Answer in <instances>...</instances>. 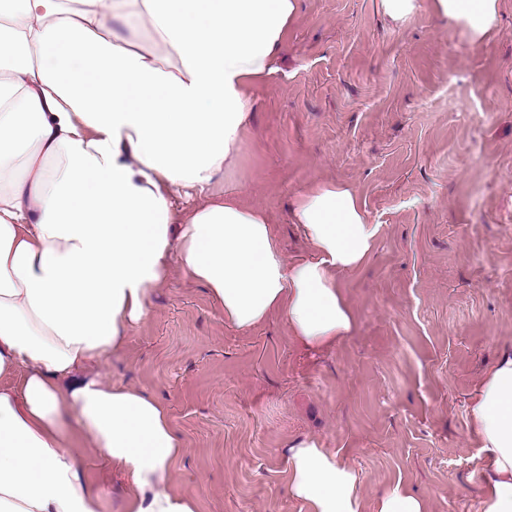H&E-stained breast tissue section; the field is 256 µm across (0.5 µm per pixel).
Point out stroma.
<instances>
[{
  "label": "stroma",
  "mask_w": 512,
  "mask_h": 512,
  "mask_svg": "<svg viewBox=\"0 0 512 512\" xmlns=\"http://www.w3.org/2000/svg\"><path fill=\"white\" fill-rule=\"evenodd\" d=\"M251 97L229 178L286 259L308 253L289 207L312 184H350L379 226L339 277L354 332L314 355L275 316L238 332L175 271L99 376L166 405L185 445L171 489L198 512H304L284 450L306 436L361 470L365 507L398 485L425 512H478L467 401L512 343V0L479 46L433 0L401 24L377 0H299ZM74 445L106 512H123L101 451Z\"/></svg>",
  "instance_id": "obj_1"
}]
</instances>
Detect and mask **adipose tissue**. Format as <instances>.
I'll return each instance as SVG.
<instances>
[{"mask_svg": "<svg viewBox=\"0 0 512 512\" xmlns=\"http://www.w3.org/2000/svg\"><path fill=\"white\" fill-rule=\"evenodd\" d=\"M499 0H434L480 45ZM298 0H0V512H105L67 427L124 476V512H197L170 488L183 453L167 408L85 376L147 319L171 269L245 333L278 315L304 350L356 327L338 283L377 225L324 182L291 208L310 248L287 262L262 211L225 181L249 86L275 69ZM483 450L479 512H512V343L467 407ZM306 512H364L363 475L313 437L286 451Z\"/></svg>", "mask_w": 512, "mask_h": 512, "instance_id": "1", "label": "adipose tissue"}]
</instances>
